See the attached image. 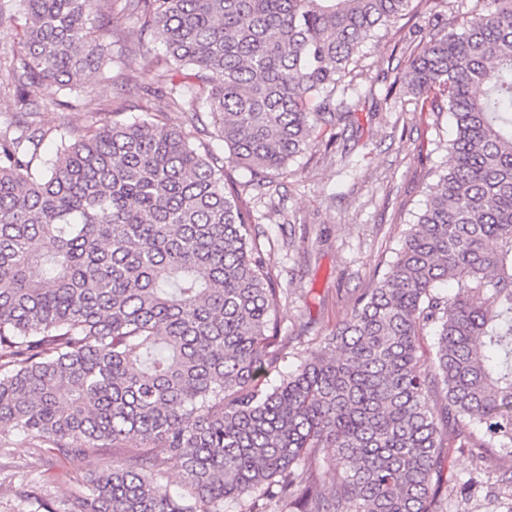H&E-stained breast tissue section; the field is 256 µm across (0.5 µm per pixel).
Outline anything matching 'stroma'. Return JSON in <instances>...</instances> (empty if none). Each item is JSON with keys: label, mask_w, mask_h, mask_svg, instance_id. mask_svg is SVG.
Wrapping results in <instances>:
<instances>
[{"label": "stroma", "mask_w": 512, "mask_h": 512, "mask_svg": "<svg viewBox=\"0 0 512 512\" xmlns=\"http://www.w3.org/2000/svg\"><path fill=\"white\" fill-rule=\"evenodd\" d=\"M477 0H441L399 22L394 36L368 41L355 71L352 89L360 100L343 134L345 154L315 149L288 165L273 189L250 185V175L229 162L222 142L201 133L196 144L224 158V174L237 182L255 215V231L269 254V265L282 290L279 326L273 341L283 359L281 371L294 369L319 337L329 335L351 311L355 299L372 287L394 261L408 224L427 201L437 171L448 164L453 127L447 113L422 112L413 95L395 86L398 68L407 65L408 47L429 28H446L475 8ZM86 94L94 106L66 108L58 88L34 91L40 121L48 135L44 154H53L60 133L101 125L111 116L141 117L143 104L164 122L191 126V110L169 107L164 96L144 100L139 82L120 68L111 79L93 84ZM111 112H104V105ZM112 449L79 461L35 448L23 438L0 448V512H24L20 492L33 483L52 494L78 491L84 476L112 462ZM512 457L491 453L475 461L449 449L445 478L458 487L449 512H503L508 495L501 477Z\"/></svg>", "instance_id": "1"}]
</instances>
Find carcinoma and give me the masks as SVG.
Segmentation results:
<instances>
[{
    "label": "carcinoma",
    "mask_w": 512,
    "mask_h": 512,
    "mask_svg": "<svg viewBox=\"0 0 512 512\" xmlns=\"http://www.w3.org/2000/svg\"><path fill=\"white\" fill-rule=\"evenodd\" d=\"M414 2L0 0L24 20L0 69L20 114L0 124V428L70 460L138 448L65 498L32 488V512H446L444 449L512 456V0L428 34L395 77L453 117L447 169L388 271L274 383L281 289L197 126L114 120L40 153L31 90L102 79L112 31L91 20L119 11L150 33L131 50L146 95L210 115L264 186L335 149L350 65ZM169 458L184 494L158 483Z\"/></svg>",
    "instance_id": "carcinoma-1"
}]
</instances>
